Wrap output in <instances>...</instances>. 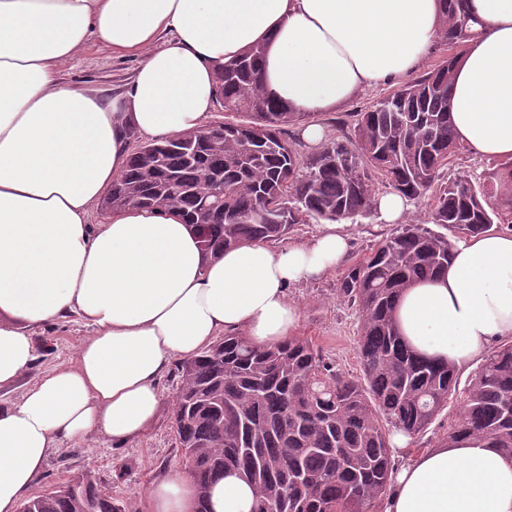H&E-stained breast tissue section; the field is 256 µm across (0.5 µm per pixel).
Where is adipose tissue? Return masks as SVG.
<instances>
[{"label":"adipose tissue","instance_id":"1","mask_svg":"<svg viewBox=\"0 0 512 512\" xmlns=\"http://www.w3.org/2000/svg\"><path fill=\"white\" fill-rule=\"evenodd\" d=\"M468 6L482 27L455 70L451 123L469 152L512 160V0ZM439 27V0H0V389L34 361V327L76 315L92 328L73 362L0 404V512H17L61 443L146 434L173 359L239 331L257 348L287 340L299 321L287 287L347 250L335 224L298 246L210 258L173 213L129 207L89 223L126 169L131 132L200 129L216 73L261 44L264 93L308 115L301 136L319 146V115L410 75ZM94 39L140 57L124 104L60 82ZM395 319L416 354L459 368L512 338V234L456 245L446 270L403 291ZM392 484L385 512H512V462L469 441L417 456ZM148 499L151 512H194V480H160ZM254 500L229 471L209 510L252 512Z\"/></svg>","mask_w":512,"mask_h":512}]
</instances>
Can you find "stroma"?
Here are the masks:
<instances>
[{
    "instance_id": "35a3bbf8",
    "label": "stroma",
    "mask_w": 512,
    "mask_h": 512,
    "mask_svg": "<svg viewBox=\"0 0 512 512\" xmlns=\"http://www.w3.org/2000/svg\"><path fill=\"white\" fill-rule=\"evenodd\" d=\"M139 58L135 55H115L100 43H91L60 70L63 84L75 88L96 87L108 99L126 94L135 74ZM380 89L359 93L354 99L333 112L320 115L328 138H336L352 131L357 111L379 98ZM344 231L350 238L346 263L353 262L369 252L383 236L391 233V226L377 223L375 218L360 217L345 222ZM336 267L326 275L304 283L290 285L288 298L301 310V321L296 335L311 339L325 362L346 374L360 373L357 353L358 315L336 294V283L343 274ZM90 329L78 316L50 322L34 328L36 359L27 373L13 387L0 391V401L17 399L31 384L42 378L56 365L73 361ZM476 372L475 366L459 369V390L427 430L411 438L407 448L393 454L394 465H402L417 454L438 447L448 435V426L466 396V388ZM180 385L177 370H170L159 386L168 404L155 426L139 440L116 445L103 437L65 442L52 451L34 487L35 492L47 493L65 485L85 472H93L99 489L123 504L125 512H150L147 488L154 482L186 471L187 465L176 440L171 403L176 400Z\"/></svg>"
}]
</instances>
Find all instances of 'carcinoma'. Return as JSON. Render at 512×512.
<instances>
[{
    "label": "carcinoma",
    "instance_id": "cac0c4a2",
    "mask_svg": "<svg viewBox=\"0 0 512 512\" xmlns=\"http://www.w3.org/2000/svg\"><path fill=\"white\" fill-rule=\"evenodd\" d=\"M439 38L458 52L355 114L353 133L307 152L282 127L307 120L283 111L260 81L257 44L216 74V103L245 121L211 125L203 142L185 135L146 142L101 202L174 212L206 255L269 243L309 219L375 214L384 186L410 201L433 196L429 224H402L348 267L336 288L358 313L360 375L324 362L300 336L266 348L226 334L178 367L176 437L191 465L196 512L227 469L256 490L254 512H380L393 465L389 434L420 435L456 392L457 368L415 354L394 324L405 288L447 267L453 242L512 224V161L486 182L448 174L461 153L450 121L456 64L478 35L468 0H440ZM490 444L512 461V343L477 369L446 443ZM22 512H124L90 472Z\"/></svg>",
    "mask_w": 512,
    "mask_h": 512
}]
</instances>
